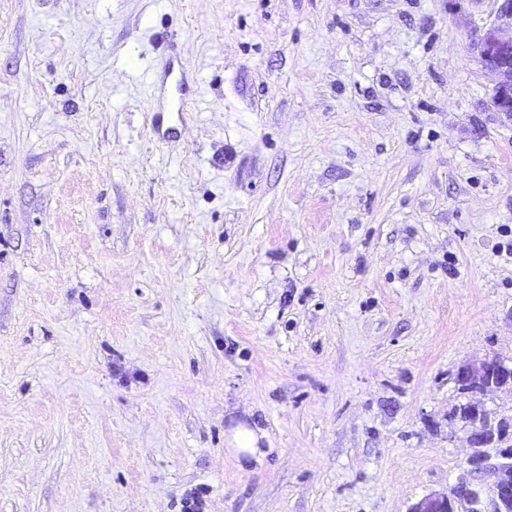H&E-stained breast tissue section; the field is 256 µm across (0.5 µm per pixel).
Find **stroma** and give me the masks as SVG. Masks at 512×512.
Returning a JSON list of instances; mask_svg holds the SVG:
<instances>
[{"label": "stroma", "mask_w": 512, "mask_h": 512, "mask_svg": "<svg viewBox=\"0 0 512 512\" xmlns=\"http://www.w3.org/2000/svg\"><path fill=\"white\" fill-rule=\"evenodd\" d=\"M495 0H0V512H408L512 363ZM198 90L175 146L147 73ZM268 435L224 449L229 416ZM459 386L469 393L485 394L492 390H512V364L493 356L477 366H462L456 374Z\"/></svg>", "instance_id": "35a3bbf8"}]
</instances>
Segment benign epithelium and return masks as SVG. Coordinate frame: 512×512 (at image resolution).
Returning <instances> with one entry per match:
<instances>
[{
	"instance_id": "7a95c632",
	"label": "benign epithelium",
	"mask_w": 512,
	"mask_h": 512,
	"mask_svg": "<svg viewBox=\"0 0 512 512\" xmlns=\"http://www.w3.org/2000/svg\"><path fill=\"white\" fill-rule=\"evenodd\" d=\"M504 26L512 29V0H498L496 23L480 36L476 48L484 66L497 77L492 106L512 120V36L501 35ZM456 381L474 394L512 389V364L493 356L477 366L459 368ZM466 412L471 452L463 473L448 493L429 494L408 512H512V424L489 418L474 404L466 405ZM486 474L494 477L489 486L483 481Z\"/></svg>"
}]
</instances>
